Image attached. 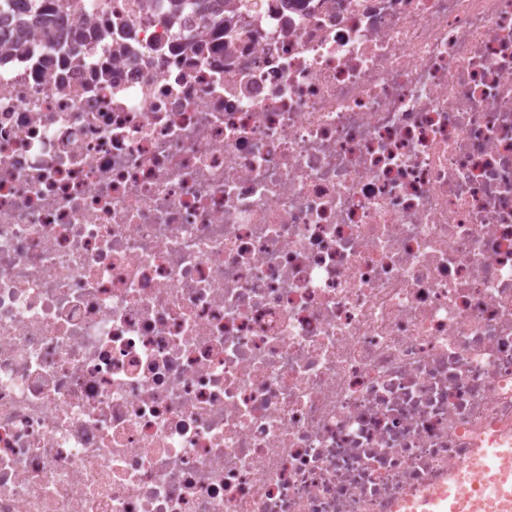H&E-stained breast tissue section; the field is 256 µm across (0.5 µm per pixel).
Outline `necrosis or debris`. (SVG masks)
Here are the masks:
<instances>
[{
    "instance_id": "obj_1",
    "label": "necrosis or debris",
    "mask_w": 512,
    "mask_h": 512,
    "mask_svg": "<svg viewBox=\"0 0 512 512\" xmlns=\"http://www.w3.org/2000/svg\"><path fill=\"white\" fill-rule=\"evenodd\" d=\"M108 5L0 64V512H408L512 436V0ZM136 9L146 14H152L154 11H161L172 29L179 33L181 47L184 50L189 49L194 54H203L205 50L211 49V44L215 41L218 32H224V13L221 17L211 18L207 16L211 10V6L207 0H134L133 2ZM186 12H192L200 15L202 25L188 33L181 32V21ZM189 35H192L195 40V46L187 42Z\"/></svg>"
}]
</instances>
